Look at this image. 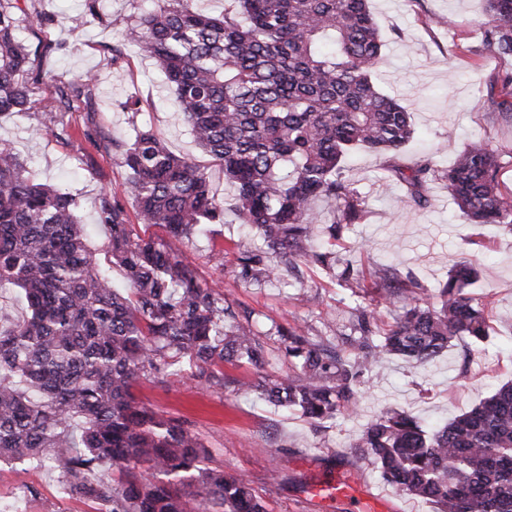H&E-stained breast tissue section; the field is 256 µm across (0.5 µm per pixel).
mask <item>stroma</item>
I'll use <instances>...</instances> for the list:
<instances>
[{"instance_id": "1", "label": "stroma", "mask_w": 512, "mask_h": 512, "mask_svg": "<svg viewBox=\"0 0 512 512\" xmlns=\"http://www.w3.org/2000/svg\"><path fill=\"white\" fill-rule=\"evenodd\" d=\"M152 6V0H100L102 21L76 31L71 18L83 0H18L17 14L24 20L19 38L36 50L30 64L36 107L0 118V141L10 142L27 160L35 180L64 185L79 197L78 219L88 229L98 262L110 267L115 287H125L126 281L112 264L107 234L97 222L99 197L117 195L129 208L134 202L119 158L84 139L89 112L116 137L127 140L135 129H146L172 152L195 154L224 205V221L181 249L201 281L218 282L228 304L252 311L258 331L299 323L313 335H334L357 301L345 287L348 271L362 275L368 286L388 268L402 279L414 276L431 294L453 264L475 256L481 260L479 278L469 288L487 303L491 317L492 329L481 348L453 342L425 367L397 357L380 361L363 372L357 415L337 416L326 428L313 430L298 415L257 397L197 385L185 357L177 364L178 376L144 378L135 387L146 405L187 421L199 433L211 466L244 479L264 496L268 512H359L353 500L313 505L310 491L315 484L339 479L348 484L365 480L376 492L388 489L368 458L347 446L380 411L393 407L442 424L512 380V234L497 224L468 223L440 180L426 186L424 205H409L391 173L392 167L412 164L425 154L450 165L468 138L481 137L498 151L501 181L512 193V112L498 105L499 78L512 70V57L485 48L478 27L483 0H371L384 37L373 81L410 112L416 138L393 157L361 149L347 158V176L364 198L366 214L342 226L333 268L304 266L281 280L256 285L240 277L234 253L235 241L253 239L254 232L240 222L234 189L219 162L197 151L162 72L131 45L120 64L112 62L113 43L124 38L133 16ZM86 72L95 77L88 94L58 110V86ZM130 99L139 100V112L126 110ZM52 119L68 125L71 142L44 134ZM220 246L226 255L219 267L211 254ZM313 292L320 296L319 305L307 300ZM276 476L283 478V486L268 494ZM0 512H99V506L67 493L50 465L4 459Z\"/></svg>"}]
</instances>
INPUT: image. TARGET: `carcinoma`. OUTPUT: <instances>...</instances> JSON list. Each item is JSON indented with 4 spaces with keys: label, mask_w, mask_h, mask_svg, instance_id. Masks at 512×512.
<instances>
[{
    "label": "carcinoma",
    "mask_w": 512,
    "mask_h": 512,
    "mask_svg": "<svg viewBox=\"0 0 512 512\" xmlns=\"http://www.w3.org/2000/svg\"><path fill=\"white\" fill-rule=\"evenodd\" d=\"M17 0H0V116L35 109L30 53L18 41ZM129 37L164 73L194 143L219 161L236 189L235 210L261 240L237 245L240 275L257 285L299 264L330 269L336 251L316 244V202L334 206L322 233L336 239L365 200L345 176L352 150L397 153L415 136L410 114L375 86L381 38L368 0H224V14L194 0H153ZM487 49L512 56V0H484ZM81 74L58 86L67 106L90 90ZM501 106L512 112V72L501 79ZM84 137L119 157L145 224L189 240L224 223L207 170L172 153L150 131L116 140L87 113ZM499 154L470 140L453 163L434 157L392 168L407 203L424 202L440 179L471 224L512 233V196L503 192ZM75 195L32 179L12 146L0 141V291L18 288L30 315L0 323V459L54 464L65 490L107 512H267L241 478L206 462L188 423L134 395L142 378L173 376L188 357L208 387L257 394L321 428L357 413L363 368L387 356L419 365L454 340L477 344L490 331L486 305L467 292L473 264L463 262L428 301L418 285L384 273L378 286L400 302L392 321L361 304L349 307L350 333L326 340L305 325L260 333L253 313L224 305L201 283L183 252L133 233L125 205L103 193L99 223L112 263L130 294L112 286L86 243ZM288 362V374L268 370ZM248 364L244 382L217 370ZM400 491L434 512H512V382L438 428L386 409L350 444Z\"/></svg>",
    "instance_id": "carcinoma-1"
}]
</instances>
